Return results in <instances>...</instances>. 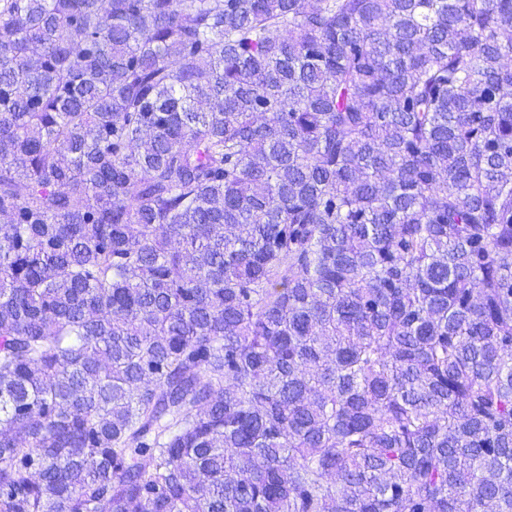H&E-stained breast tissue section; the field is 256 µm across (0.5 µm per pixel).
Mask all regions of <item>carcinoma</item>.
I'll return each instance as SVG.
<instances>
[{
	"mask_svg": "<svg viewBox=\"0 0 512 512\" xmlns=\"http://www.w3.org/2000/svg\"><path fill=\"white\" fill-rule=\"evenodd\" d=\"M512 0H0V512H512Z\"/></svg>",
	"mask_w": 512,
	"mask_h": 512,
	"instance_id": "1",
	"label": "carcinoma"
}]
</instances>
